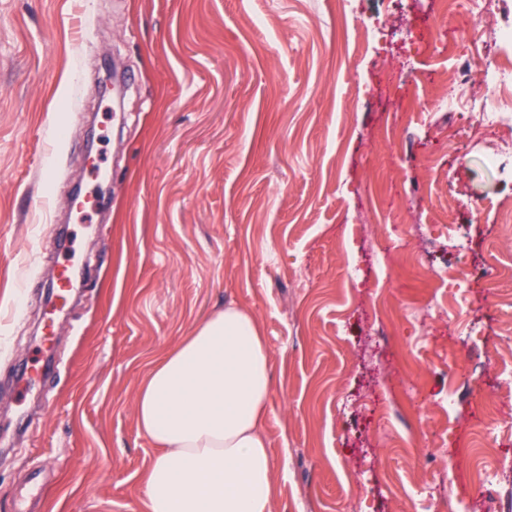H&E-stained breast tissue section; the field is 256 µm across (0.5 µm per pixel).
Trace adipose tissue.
Instances as JSON below:
<instances>
[{"label": "adipose tissue", "instance_id": "ef3b65f1", "mask_svg": "<svg viewBox=\"0 0 512 512\" xmlns=\"http://www.w3.org/2000/svg\"><path fill=\"white\" fill-rule=\"evenodd\" d=\"M271 355L238 306L183 337L139 386L142 434L161 447L144 481L146 512H272L263 435Z\"/></svg>", "mask_w": 512, "mask_h": 512}]
</instances>
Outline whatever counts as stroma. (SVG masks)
Instances as JSON below:
<instances>
[{"instance_id":"1","label":"stroma","mask_w":512,"mask_h":512,"mask_svg":"<svg viewBox=\"0 0 512 512\" xmlns=\"http://www.w3.org/2000/svg\"><path fill=\"white\" fill-rule=\"evenodd\" d=\"M438 2L0 0V512H142L159 449L137 389L229 304L271 353L273 512H415L424 483L435 507L512 512V129L469 121L512 108L485 68L512 59V0H486L476 44ZM376 16L420 23L404 65L358 43ZM108 57L135 77L120 113L100 108ZM67 260L85 287L54 315L42 285ZM461 262L497 275L459 301Z\"/></svg>"}]
</instances>
